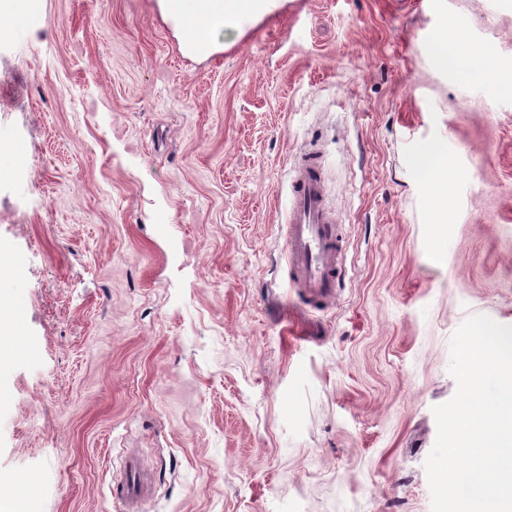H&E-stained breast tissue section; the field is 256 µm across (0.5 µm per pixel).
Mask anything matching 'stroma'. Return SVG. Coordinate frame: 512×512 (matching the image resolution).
Segmentation results:
<instances>
[{"label": "stroma", "mask_w": 512, "mask_h": 512, "mask_svg": "<svg viewBox=\"0 0 512 512\" xmlns=\"http://www.w3.org/2000/svg\"><path fill=\"white\" fill-rule=\"evenodd\" d=\"M172 2L0 26V129L28 160L0 138V512H432L450 339L512 326L488 78L512 0H278L233 27L225 0ZM311 145L345 238L315 303L283 255Z\"/></svg>", "instance_id": "1"}]
</instances>
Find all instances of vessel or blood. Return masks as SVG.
I'll use <instances>...</instances> for the list:
<instances>
[{
  "label": "vessel or blood",
  "instance_id": "1",
  "mask_svg": "<svg viewBox=\"0 0 512 512\" xmlns=\"http://www.w3.org/2000/svg\"><path fill=\"white\" fill-rule=\"evenodd\" d=\"M284 256L310 298L335 288L343 250L339 226L326 205L323 166L317 151L301 154L289 184Z\"/></svg>",
  "mask_w": 512,
  "mask_h": 512
}]
</instances>
